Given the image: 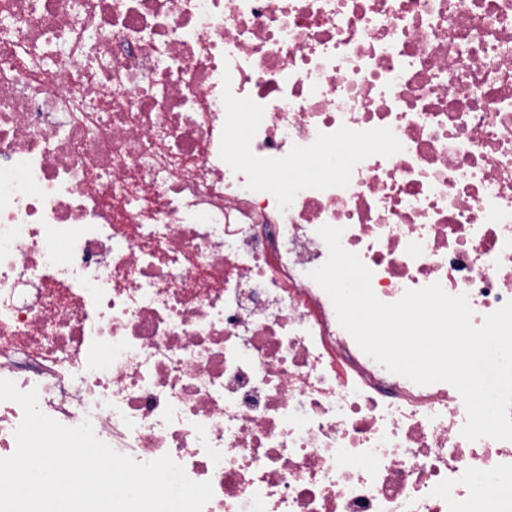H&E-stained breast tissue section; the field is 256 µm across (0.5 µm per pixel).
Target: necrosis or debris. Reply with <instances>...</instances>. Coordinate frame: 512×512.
<instances>
[{
	"instance_id": "4bbe7bcc",
	"label": "necrosis or debris",
	"mask_w": 512,
	"mask_h": 512,
	"mask_svg": "<svg viewBox=\"0 0 512 512\" xmlns=\"http://www.w3.org/2000/svg\"><path fill=\"white\" fill-rule=\"evenodd\" d=\"M512 300V0H0V378L203 512H512V441L310 277Z\"/></svg>"
}]
</instances>
